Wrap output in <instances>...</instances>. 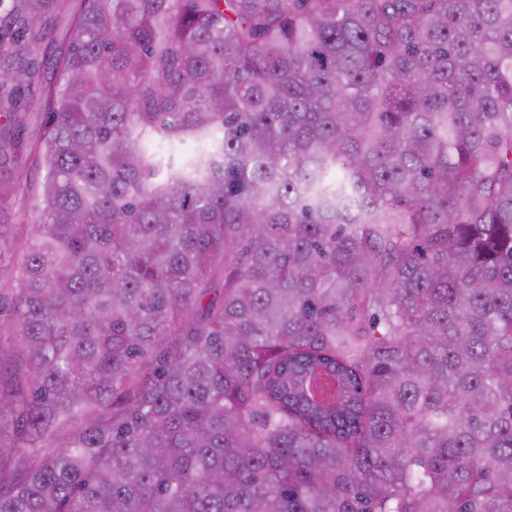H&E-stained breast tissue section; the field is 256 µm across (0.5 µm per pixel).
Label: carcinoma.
Instances as JSON below:
<instances>
[{"mask_svg": "<svg viewBox=\"0 0 512 512\" xmlns=\"http://www.w3.org/2000/svg\"><path fill=\"white\" fill-rule=\"evenodd\" d=\"M29 157L0 512H512V0H0Z\"/></svg>", "mask_w": 512, "mask_h": 512, "instance_id": "cac0c4a2", "label": "carcinoma"}]
</instances>
